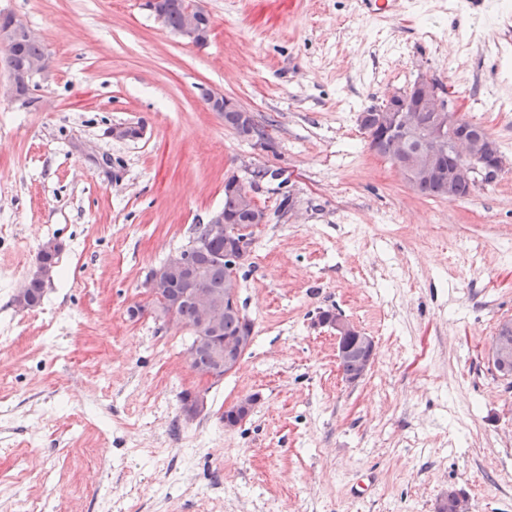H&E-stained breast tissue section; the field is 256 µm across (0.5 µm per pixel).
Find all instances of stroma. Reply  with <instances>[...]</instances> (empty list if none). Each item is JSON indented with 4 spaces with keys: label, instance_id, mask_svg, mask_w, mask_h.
<instances>
[{
    "label": "stroma",
    "instance_id": "1",
    "mask_svg": "<svg viewBox=\"0 0 512 512\" xmlns=\"http://www.w3.org/2000/svg\"><path fill=\"white\" fill-rule=\"evenodd\" d=\"M202 4L198 48L146 0H0L54 61L35 104L0 96V475L24 477L0 512H435L451 489L469 512H512V378L487 355L512 319V0ZM421 75L496 140L494 183L426 198L370 149L360 112ZM206 88L269 147L209 111ZM136 121L142 139L107 137ZM231 172L270 221L238 272L253 344L211 384L145 281L223 208ZM50 238L56 273L18 310ZM327 310L377 341L358 383ZM194 390L207 408L188 420ZM204 99L213 112H225L224 123L230 128L239 132L238 117L236 112L242 113V121L250 118V114L243 110L235 100L224 95V92L218 89L207 88L204 90Z\"/></svg>",
    "mask_w": 512,
    "mask_h": 512
}]
</instances>
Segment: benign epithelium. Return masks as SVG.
<instances>
[{"instance_id": "7a95c632", "label": "benign epithelium", "mask_w": 512, "mask_h": 512, "mask_svg": "<svg viewBox=\"0 0 512 512\" xmlns=\"http://www.w3.org/2000/svg\"><path fill=\"white\" fill-rule=\"evenodd\" d=\"M9 26L0 30V45L10 47L18 38L32 39L34 31L20 18L7 16ZM183 40L201 46L207 43L210 34V18L206 14L188 11L183 25L176 30ZM53 68L52 57L47 55L33 64L29 70L21 71L12 76L10 85L3 96L14 99L17 96V82H27L37 76L48 77ZM204 99L213 112H240L242 118L250 117L235 100L224 95L218 89L204 90ZM386 116L373 131L395 133L404 142L423 134L421 144L412 157L404 162H397L395 169L409 184L440 173L439 157L450 151L458 159L457 167L448 172V189L458 181L472 183L477 177L482 180L491 179L503 172L506 159L499 150L497 142L489 137L477 148L462 128L468 120L458 109L448 91L432 79L422 75L410 87L394 91L387 96ZM144 127L140 123H125L113 126L108 135L120 141H133L141 138ZM224 187L231 192H239L250 202L254 213L252 226L246 228L224 217V212H217L207 225L205 238L194 241L184 250L170 255L160 266L151 270L149 279L152 283L165 284L177 273L193 276V254L206 247L213 238H222L225 242L224 262L237 269L247 260L249 247L246 243L252 239L253 231L260 225L268 223V213L257 205L251 191L236 175L224 179ZM192 298L199 310V322L190 328L196 337V346L208 348L212 352L215 366L202 377L218 383L224 376L234 372L240 365L244 353L250 346L252 335L226 337L217 336L221 316L224 313L243 315L238 293L232 290L224 292V298L217 299L201 290H192ZM321 323L330 327L336 339V359L344 360L354 350H360L362 373H367L375 361L377 344L373 336L359 328L351 319L341 312L332 314ZM490 361L496 368H501L503 361L512 358V324L497 331L493 337L489 352ZM206 405L204 393L200 390L188 393L182 403V412L194 416L203 411ZM254 398L247 396L230 406L231 413L225 420V426L235 428L251 415Z\"/></svg>"}]
</instances>
